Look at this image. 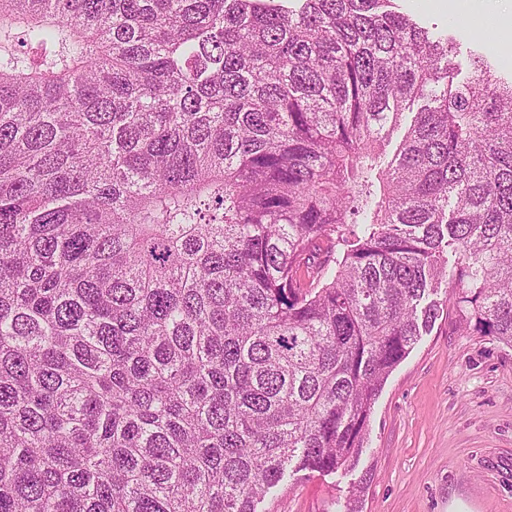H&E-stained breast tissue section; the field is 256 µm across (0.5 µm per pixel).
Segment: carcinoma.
Wrapping results in <instances>:
<instances>
[{
	"label": "carcinoma",
	"mask_w": 512,
	"mask_h": 512,
	"mask_svg": "<svg viewBox=\"0 0 512 512\" xmlns=\"http://www.w3.org/2000/svg\"><path fill=\"white\" fill-rule=\"evenodd\" d=\"M392 2L0 0V512L354 467L443 282L512 346V78Z\"/></svg>",
	"instance_id": "carcinoma-1"
}]
</instances>
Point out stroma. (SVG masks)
Returning <instances> with one entry per match:
<instances>
[{
	"label": "stroma",
	"instance_id": "obj_1",
	"mask_svg": "<svg viewBox=\"0 0 512 512\" xmlns=\"http://www.w3.org/2000/svg\"><path fill=\"white\" fill-rule=\"evenodd\" d=\"M441 2L396 8L435 34L456 33L461 69L474 51L512 75L497 32L473 39ZM365 476L363 512H512V347L468 329L445 305L384 384L356 466L289 472L257 512H338Z\"/></svg>",
	"mask_w": 512,
	"mask_h": 512
}]
</instances>
